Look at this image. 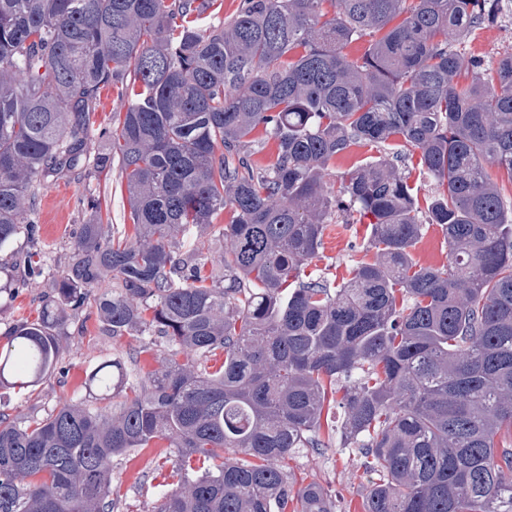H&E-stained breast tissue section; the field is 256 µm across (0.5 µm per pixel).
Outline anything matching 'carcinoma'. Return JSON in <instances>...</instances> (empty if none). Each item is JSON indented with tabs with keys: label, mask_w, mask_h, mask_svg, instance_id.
<instances>
[{
	"label": "carcinoma",
	"mask_w": 512,
	"mask_h": 512,
	"mask_svg": "<svg viewBox=\"0 0 512 512\" xmlns=\"http://www.w3.org/2000/svg\"><path fill=\"white\" fill-rule=\"evenodd\" d=\"M206 2L0 0V294L44 272L24 220L34 178L87 159L101 87L137 88L112 141L135 238L81 225L37 318L5 333L0 388L63 372L61 328L89 303L112 336L168 349L116 413L0 411V512H114L112 458L159 439L179 489L157 512H336L285 463L337 437L373 477L364 512H512V202L487 171L512 183V54L487 79L465 47L512 0H242L200 29ZM260 125L278 153L255 169ZM389 140L445 187L425 221L386 155L325 182L351 146ZM228 207L204 276L205 244L177 235ZM348 210L370 218L375 261L339 288H288ZM426 222L447 241L441 267L413 259ZM127 377L104 362L84 388L105 400ZM338 390L344 421L324 432Z\"/></svg>",
	"instance_id": "1"
}]
</instances>
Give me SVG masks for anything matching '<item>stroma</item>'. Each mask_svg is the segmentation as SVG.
<instances>
[{
	"instance_id": "35a3bbf8",
	"label": "stroma",
	"mask_w": 512,
	"mask_h": 512,
	"mask_svg": "<svg viewBox=\"0 0 512 512\" xmlns=\"http://www.w3.org/2000/svg\"><path fill=\"white\" fill-rule=\"evenodd\" d=\"M470 54L486 62L512 53V22H503L479 31L467 43ZM127 106L125 87L115 83L101 88L89 128L90 154L99 156L112 149V134ZM91 161L62 177H38L35 195L25 213L29 223L38 225L39 235L53 269L70 260L80 225L101 215L103 223L117 231H131L126 178L119 166L96 170ZM366 219L358 213H338L323 234L318 255L303 268L302 277L335 287L350 278L360 262L372 261L367 248ZM50 291L44 279L30 281L12 294L0 295V333L21 319H35L44 295ZM66 372L48 378L35 391H0V410L10 415L45 414L57 404L84 398L83 382L98 364L118 359L128 364L129 373L156 369L164 350L162 340L150 348L128 336L113 337L103 328L95 308L87 306L69 317L62 333ZM171 454L166 442L122 455L112 460V496L116 512H157L166 491L173 484L162 464ZM356 451L332 445L322 454L303 451L288 463L297 483L318 481L335 490L342 512H361L368 478L359 470Z\"/></svg>"
}]
</instances>
